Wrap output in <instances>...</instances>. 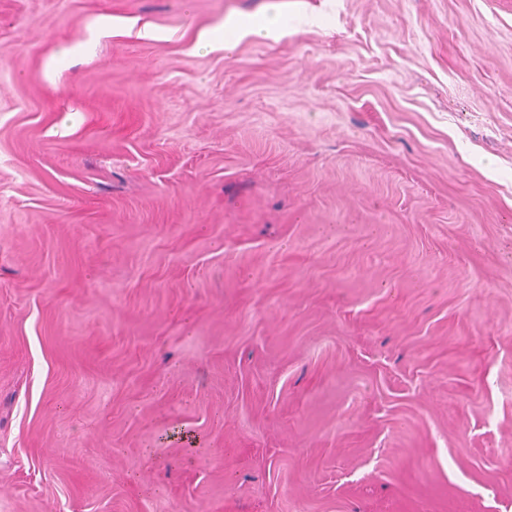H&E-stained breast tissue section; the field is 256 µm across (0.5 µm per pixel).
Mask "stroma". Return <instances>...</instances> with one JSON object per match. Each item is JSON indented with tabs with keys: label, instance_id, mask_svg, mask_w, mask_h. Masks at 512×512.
<instances>
[{
	"label": "stroma",
	"instance_id": "obj_1",
	"mask_svg": "<svg viewBox=\"0 0 512 512\" xmlns=\"http://www.w3.org/2000/svg\"><path fill=\"white\" fill-rule=\"evenodd\" d=\"M0 512H512V0H0Z\"/></svg>",
	"mask_w": 512,
	"mask_h": 512
}]
</instances>
